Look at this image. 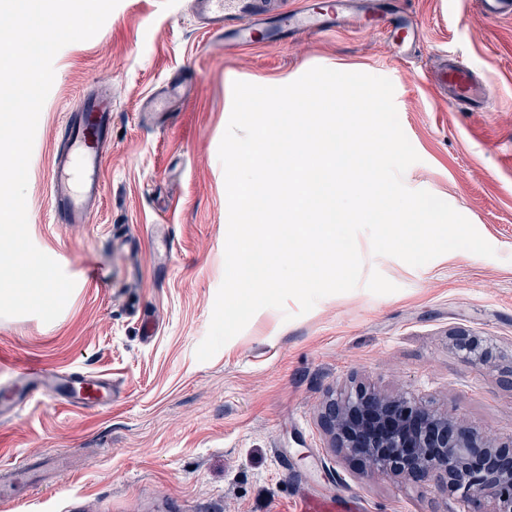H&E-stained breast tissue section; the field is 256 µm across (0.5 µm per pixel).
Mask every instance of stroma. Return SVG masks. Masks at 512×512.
Here are the masks:
<instances>
[{
    "mask_svg": "<svg viewBox=\"0 0 512 512\" xmlns=\"http://www.w3.org/2000/svg\"><path fill=\"white\" fill-rule=\"evenodd\" d=\"M419 26L406 59L360 14L342 28L239 48L201 30L193 0H120L93 38L63 47L28 170L34 245L75 282L60 316L0 317V385L22 362L112 381V403L82 410L43 396L0 421V468L47 453L75 467L25 489L0 512H294L306 494L353 498L362 512H459L430 482L365 481L364 461L328 446L329 393L404 391L464 424L512 439V17L477 0H407ZM457 56L483 78L482 111H457L427 77ZM323 66L394 85L401 127L419 156L403 181L441 198L496 250L413 267L357 246L362 283L264 308L210 360L205 338L224 277L228 209L218 147L232 85L288 84ZM188 93L153 119L148 96ZM112 92L103 202L85 224L54 223L49 160L67 114L98 87ZM293 320H285L284 312ZM495 347V367L464 361L453 333Z\"/></svg>",
    "mask_w": 512,
    "mask_h": 512,
    "instance_id": "1",
    "label": "stroma"
}]
</instances>
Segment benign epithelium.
I'll return each mask as SVG.
<instances>
[{"label": "benign epithelium", "instance_id": "7a95c632", "mask_svg": "<svg viewBox=\"0 0 512 512\" xmlns=\"http://www.w3.org/2000/svg\"><path fill=\"white\" fill-rule=\"evenodd\" d=\"M456 346L473 365L496 356L474 335L459 332ZM331 448L360 457L367 479L392 476L435 483L475 512H512V439L499 442L407 394L357 389L330 398L322 412ZM490 509H479L482 504Z\"/></svg>", "mask_w": 512, "mask_h": 512}]
</instances>
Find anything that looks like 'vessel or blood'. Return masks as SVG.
<instances>
[{
    "instance_id": "b4317fda",
    "label": "vessel or blood",
    "mask_w": 512,
    "mask_h": 512,
    "mask_svg": "<svg viewBox=\"0 0 512 512\" xmlns=\"http://www.w3.org/2000/svg\"><path fill=\"white\" fill-rule=\"evenodd\" d=\"M356 8L366 24L379 22L381 0H336L327 10L297 9L279 21L259 10L253 0H195V15L202 28L224 39L251 44L256 34L276 41L280 31L318 33L331 30L347 8ZM429 84L447 91L450 106L473 110L483 106L489 93L469 67L449 60L428 77ZM112 142V95L96 90L85 95L77 112L68 118V139L63 151L55 153L49 172V201L55 223L85 224L104 195L103 155ZM65 394L69 405L95 409L112 401V382L90 373L68 374L43 365H26L18 381L0 391V418L13 416L36 395ZM30 471L13 466L0 480V499L9 500L18 487L28 486Z\"/></svg>"
}]
</instances>
